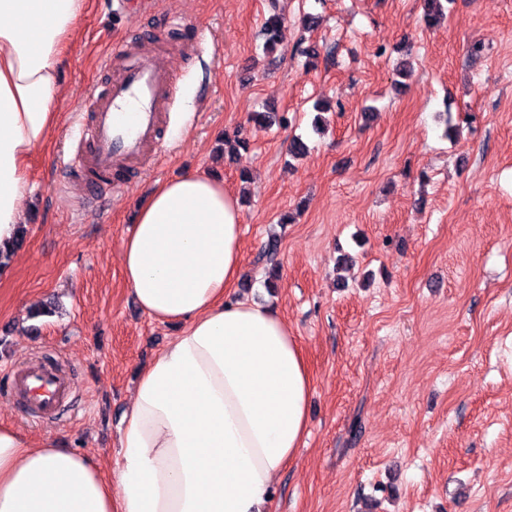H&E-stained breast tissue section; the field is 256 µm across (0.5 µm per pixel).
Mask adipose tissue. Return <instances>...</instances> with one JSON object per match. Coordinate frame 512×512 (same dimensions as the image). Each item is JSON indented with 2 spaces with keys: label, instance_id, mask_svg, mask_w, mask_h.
Masks as SVG:
<instances>
[{
  "label": "adipose tissue",
  "instance_id": "ef3b65f1",
  "mask_svg": "<svg viewBox=\"0 0 512 512\" xmlns=\"http://www.w3.org/2000/svg\"><path fill=\"white\" fill-rule=\"evenodd\" d=\"M85 0H0V247L11 248L55 128L60 64ZM242 212L192 170L158 183L121 240L153 321L179 325L137 378L114 476L55 440L0 426V512H269L307 432L312 380L287 323L235 294Z\"/></svg>",
  "mask_w": 512,
  "mask_h": 512
}]
</instances>
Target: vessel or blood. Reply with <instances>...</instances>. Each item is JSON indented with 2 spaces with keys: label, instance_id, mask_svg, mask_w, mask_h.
I'll list each match as a JSON object with an SVG mask.
<instances>
[{
  "label": "vessel or blood",
  "instance_id": "1",
  "mask_svg": "<svg viewBox=\"0 0 512 512\" xmlns=\"http://www.w3.org/2000/svg\"><path fill=\"white\" fill-rule=\"evenodd\" d=\"M167 49L166 33L113 49L111 57L119 67H104L105 79L89 97L82 147L66 162L67 168L84 174L90 197H98L103 184L127 183L143 160L164 144L166 109L175 89L166 66ZM14 385L26 389L31 405L47 412L60 406L68 390L57 373L40 366L28 367Z\"/></svg>",
  "mask_w": 512,
  "mask_h": 512
}]
</instances>
